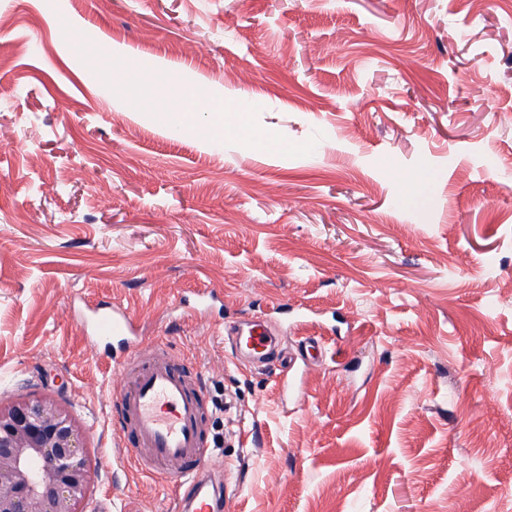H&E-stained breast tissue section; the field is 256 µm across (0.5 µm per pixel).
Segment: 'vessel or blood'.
<instances>
[{"label":"vessel or blood","mask_w":512,"mask_h":512,"mask_svg":"<svg viewBox=\"0 0 512 512\" xmlns=\"http://www.w3.org/2000/svg\"><path fill=\"white\" fill-rule=\"evenodd\" d=\"M94 333L117 339L121 351L113 374L123 381L114 404L123 457L182 488L179 512H222L224 481L204 427L209 403L200 372L170 348L143 342L127 311L103 308ZM229 347L237 361L262 367L278 356L265 320L233 331Z\"/></svg>","instance_id":"1"}]
</instances>
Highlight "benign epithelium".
Returning <instances> with one entry per match:
<instances>
[{
	"label": "benign epithelium",
	"instance_id": "obj_1",
	"mask_svg": "<svg viewBox=\"0 0 512 512\" xmlns=\"http://www.w3.org/2000/svg\"><path fill=\"white\" fill-rule=\"evenodd\" d=\"M93 474L84 430L57 400L0 401V512H85Z\"/></svg>",
	"mask_w": 512,
	"mask_h": 512
}]
</instances>
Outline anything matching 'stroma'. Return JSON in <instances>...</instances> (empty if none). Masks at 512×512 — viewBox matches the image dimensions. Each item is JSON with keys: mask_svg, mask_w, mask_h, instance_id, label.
Listing matches in <instances>:
<instances>
[{"mask_svg": "<svg viewBox=\"0 0 512 512\" xmlns=\"http://www.w3.org/2000/svg\"><path fill=\"white\" fill-rule=\"evenodd\" d=\"M192 83L223 140L133 108ZM101 306L227 401L228 512H504L512 0H0V400L79 421L86 512H176L114 445ZM265 317L323 360L235 361Z\"/></svg>", "mask_w": 512, "mask_h": 512, "instance_id": "stroma-1", "label": "stroma"}]
</instances>
